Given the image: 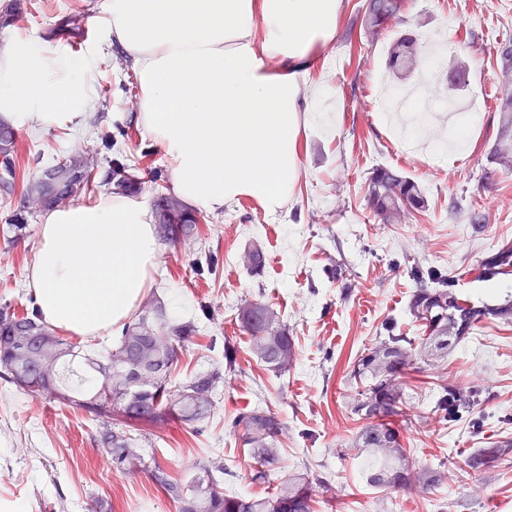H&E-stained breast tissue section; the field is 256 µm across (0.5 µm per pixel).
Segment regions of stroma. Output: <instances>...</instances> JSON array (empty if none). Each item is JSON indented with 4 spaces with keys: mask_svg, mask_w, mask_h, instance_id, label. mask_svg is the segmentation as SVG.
I'll return each instance as SVG.
<instances>
[{
    "mask_svg": "<svg viewBox=\"0 0 512 512\" xmlns=\"http://www.w3.org/2000/svg\"><path fill=\"white\" fill-rule=\"evenodd\" d=\"M362 2L344 0L325 67L313 74L331 87L338 118L331 132L302 130L301 173L287 208L270 217L242 200L221 213L202 210L192 247L158 250L151 290L169 311L190 318L206 301L223 316L221 325L201 326L180 351L176 377L223 362L228 345L236 351L240 373L225 389L205 434L168 419L157 426L150 453L175 474L199 456H222L237 473L228 489L265 495L264 487L247 478L255 463L251 451L228 433L237 413L263 404L288 427L279 444L280 466L288 472L307 468L314 479V512H376L383 500L391 503V512H512V465L477 476L465 472L474 449L512 439V323L487 321L450 349L449 382L469 384L477 371L488 378L480 403L460 419L432 415L435 378L428 367L408 376L422 399L403 445L419 466L444 462L454 474L428 492H382L360 477L355 441L363 422L351 411L349 383L355 361L383 335L385 325L417 335L408 313L415 288L412 267L448 275L455 291L478 305L497 303L512 290V276L489 278L481 269L488 254L512 244V173L489 159L505 87L495 54L499 42L512 39V0H406L402 21L372 44L362 35ZM102 5L103 0H0V52L24 39L71 61L88 62L92 98L108 102L104 112L85 110L78 123L27 132L19 145L15 186L23 188L57 160L74 155L96 127L114 140L102 158L124 156L145 181L134 201L150 203L156 193L173 191L172 165L143 126L112 118L131 112L140 91L132 68L109 49ZM74 13L99 27L95 42L84 50L78 46L80 33L67 25ZM405 33L424 43L439 36L447 52L464 58V83L451 89L440 75L426 93L482 103L477 125L465 132V148L440 157L426 144L409 146L393 133L380 78L387 73L390 44ZM378 166L417 180L425 189V211L406 224L376 223L367 207L365 180ZM475 209L489 215V224L471 223ZM38 225V219H30L17 245L0 238V304L28 302ZM251 244L267 257L258 275L238 262ZM212 248L219 251L216 271L199 269ZM246 294L273 304L293 336L298 356L288 374L269 370L240 331L235 306ZM94 428L81 409L38 407L0 383V512H89L96 497L111 500L112 512H174L147 474L111 473L99 466L89 448Z\"/></svg>",
    "mask_w": 512,
    "mask_h": 512,
    "instance_id": "stroma-1",
    "label": "stroma"
}]
</instances>
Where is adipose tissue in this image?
I'll return each instance as SVG.
<instances>
[{
	"instance_id": "ef3b65f1",
	"label": "adipose tissue",
	"mask_w": 512,
	"mask_h": 512,
	"mask_svg": "<svg viewBox=\"0 0 512 512\" xmlns=\"http://www.w3.org/2000/svg\"><path fill=\"white\" fill-rule=\"evenodd\" d=\"M110 47L141 89L136 116L172 162L179 195L223 211L240 197L268 215L300 173L302 128L327 130L325 84L308 80L336 34L343 0H105ZM83 71L19 40L0 54V117L47 127L90 99ZM30 274L46 324L75 336L121 330L151 284L152 215L101 195L52 210Z\"/></svg>"
}]
</instances>
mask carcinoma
I'll return each mask as SVG.
<instances>
[{"label":"carcinoma","instance_id":"cac0c4a2","mask_svg":"<svg viewBox=\"0 0 512 512\" xmlns=\"http://www.w3.org/2000/svg\"><path fill=\"white\" fill-rule=\"evenodd\" d=\"M403 0H366L363 5V35L375 42L393 23L401 21ZM425 60L416 39L406 34L391 43L387 67L401 82L418 71ZM496 66L502 77L512 76V40L497 48ZM499 122L491 155L501 170L512 172V94L498 103ZM21 131L0 122V189L4 200L12 199L18 144ZM99 149L92 146L56 165V173L28 181L7 224L14 244L28 218L49 209L67 208L69 201H57L60 186L80 184L92 176ZM117 194L134 193L142 181L132 168L118 159L108 161L102 181ZM367 202L380 224H401L413 213L426 208L421 185L412 177L386 167L372 169L368 178ZM158 221L165 230H156L160 243L179 246L193 238L198 219L171 193L154 200ZM241 264L252 274L266 265L264 251L252 245L240 254ZM487 276L512 275V246H504L482 262ZM416 288L408 313L418 323L421 335L414 340L397 336L391 327L357 359L350 379L362 384L353 398L352 411L365 421L357 447L361 454V475L370 486L397 492H425L448 478L441 468H418L410 461L401 434L392 421L404 413L416 392L402 388L407 371L418 363L443 377L442 362L448 349L480 328L486 320L512 322V295L494 306L479 307L457 294L448 276L436 271H414ZM31 310L16 313L9 303L0 305V380L14 386L36 402L73 404L96 421L92 448L108 468L124 474L146 471L152 482L175 508V512H312L308 472L288 473L278 465L280 435L285 422L269 407L258 406L235 415L229 433L252 451L257 465L249 479L267 487L264 497L227 495L224 475L231 473L221 456L197 459L183 474L174 477L157 459L141 447L153 445L155 434L138 433L136 427H152L173 415L197 434L206 431L218 405L217 396L236 376L234 351L224 348L225 363L211 365L186 379H177L173 367L179 351L196 335V324L171 314L166 303L152 295L125 323L121 334L103 344L72 341L47 326L29 298ZM240 327L250 338L252 353L270 370L288 373L296 361L293 337L279 312L269 303L242 297L238 302ZM479 393L471 386L442 382L432 395L431 412L444 420H455L477 404ZM512 460V439L495 441L477 448L466 465L475 474L486 472Z\"/></svg>","mask_w":512,"mask_h":512}]
</instances>
